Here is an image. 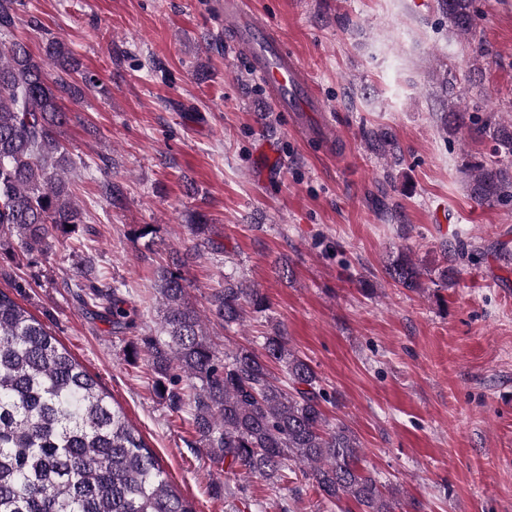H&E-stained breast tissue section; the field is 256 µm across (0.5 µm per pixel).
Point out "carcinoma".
<instances>
[{
    "mask_svg": "<svg viewBox=\"0 0 512 512\" xmlns=\"http://www.w3.org/2000/svg\"><path fill=\"white\" fill-rule=\"evenodd\" d=\"M21 6L23 0H0V38L10 39L0 48V253L12 259L42 252L48 239L66 238L84 223L65 177L72 159L58 135L67 120L59 100L77 101L98 87L62 42L46 45L52 75L12 40ZM437 6L476 57L489 54L477 40L474 0H437ZM439 126L447 135L466 129L493 142L496 158L465 157L461 172L476 204L512 205V118L479 106L467 112L446 97ZM189 228L202 246L229 258L211 238L207 214H195ZM442 251L447 265L437 268V280L448 288L458 253L446 243ZM385 272L410 291L420 290L426 275L405 251ZM72 287L84 305L103 308L113 334H134L125 360L147 359L155 393L186 415L213 462L273 489L299 472L333 507L353 501L362 512H394V498L357 467L353 431L327 419L331 395L321 378L280 329L255 346L224 352L209 337L208 322L229 329L249 314L265 316L270 304L261 289L226 275L205 316L190 303L179 269L161 267L155 287L163 315L154 336L136 333L139 314L126 307L120 286L85 273ZM185 379L194 389L189 395L181 387ZM0 512H193L123 410L42 321L2 290Z\"/></svg>",
    "mask_w": 512,
    "mask_h": 512,
    "instance_id": "cac0c4a2",
    "label": "carcinoma"
}]
</instances>
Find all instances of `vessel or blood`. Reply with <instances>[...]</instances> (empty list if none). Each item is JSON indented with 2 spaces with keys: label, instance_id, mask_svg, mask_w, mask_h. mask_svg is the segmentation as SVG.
I'll list each match as a JSON object with an SVG mask.
<instances>
[{
  "label": "vessel or blood",
  "instance_id": "b4317fda",
  "mask_svg": "<svg viewBox=\"0 0 512 512\" xmlns=\"http://www.w3.org/2000/svg\"><path fill=\"white\" fill-rule=\"evenodd\" d=\"M214 7L223 10L225 31L278 110L291 114V129L306 141L324 139V132L311 130L304 121L305 113L322 111L323 106L297 57L250 9L249 0H216Z\"/></svg>",
  "mask_w": 512,
  "mask_h": 512
}]
</instances>
